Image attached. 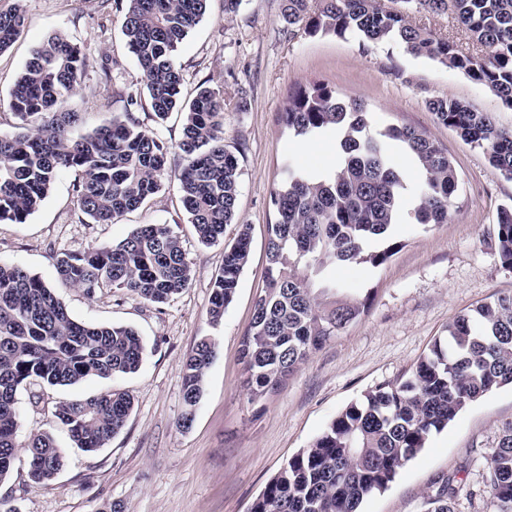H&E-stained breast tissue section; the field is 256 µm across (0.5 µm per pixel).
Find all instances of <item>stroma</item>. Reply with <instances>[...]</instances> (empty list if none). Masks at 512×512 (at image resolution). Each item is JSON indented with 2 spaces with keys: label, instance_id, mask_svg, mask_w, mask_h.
I'll return each instance as SVG.
<instances>
[{
  "label": "stroma",
  "instance_id": "stroma-1",
  "mask_svg": "<svg viewBox=\"0 0 512 512\" xmlns=\"http://www.w3.org/2000/svg\"><path fill=\"white\" fill-rule=\"evenodd\" d=\"M23 8L20 35L0 53V131H13L11 90L31 49L53 31L66 33L107 67L90 73L68 101L81 115V128L123 112L122 93L142 90L140 70L121 34L127 0H24ZM176 63L184 98L204 82L224 92V146L237 156L240 176L236 218L225 226L222 243L198 242L172 182L115 223H90L77 206L71 171L58 176L26 223L0 224V263L40 277L79 322L130 326L146 344L135 373L90 376L66 387L34 382L18 390L22 446L31 433L52 428L56 402L110 388L128 393L133 402L124 427L93 453L77 448L66 430L53 428L68 464L51 484H32L27 458L18 455L0 481V500L20 512H108L114 504L121 512H250L288 459L310 447L348 405L379 385L404 381L456 316L512 295V269L501 261L496 234L500 208L512 206V181L426 106L429 99L453 97L512 127V109L485 86L396 44L366 46L349 33L304 34L283 19L281 0H243L230 16L224 0H208L202 21L179 46ZM313 81L362 101L374 128L396 124L425 132L447 149L459 187L447 223L426 228L409 213L399 216L394 233L402 246L383 264L327 270L337 287L366 301V312L277 391L253 403L241 348L265 280L266 227L275 220L271 193L286 167L324 173L336 164L334 135L300 141L276 121L289 93ZM140 224L169 225L183 242L192 277L168 303L155 305L107 288L89 297L58 279L56 253L118 243ZM244 224L251 234L249 261L216 323L209 315L212 282L225 246ZM204 338L215 342L217 353L193 422L182 429L183 365ZM510 422L512 385L468 403L384 491L364 499L361 512H424L427 498L449 478L458 489L457 512H496L482 474Z\"/></svg>",
  "mask_w": 512,
  "mask_h": 512
}]
</instances>
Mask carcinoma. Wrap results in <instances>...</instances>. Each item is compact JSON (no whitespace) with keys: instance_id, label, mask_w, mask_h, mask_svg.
Listing matches in <instances>:
<instances>
[{"instance_id":"carcinoma-1","label":"carcinoma","mask_w":512,"mask_h":512,"mask_svg":"<svg viewBox=\"0 0 512 512\" xmlns=\"http://www.w3.org/2000/svg\"><path fill=\"white\" fill-rule=\"evenodd\" d=\"M122 22L126 45L142 75L152 114L163 122L184 113L171 165L170 149L142 128L134 112L141 96L129 92L125 111L73 136L80 115L66 103L96 61L56 31L32 49L11 91L18 131L0 132V223L23 224L47 197L58 175L76 169L80 211L95 224H110L140 209L169 178L177 182L198 241L224 239L234 223L239 194L238 159L224 149V97L200 84L192 99L181 95L183 75L175 53L200 22L208 0H127ZM385 9L377 0H320L317 13L307 0H283L288 24H304L314 35L356 34L367 44L395 42L414 56L432 59L467 74L512 108V0H400ZM415 7L454 15L482 47L469 55L408 21ZM24 20L22 0L0 11V52L15 41ZM444 126L465 142L489 151L493 167L512 181V128L500 127L451 97L427 102ZM278 122L295 137L331 132L337 162L323 174L287 167L272 192L276 221L267 228V271L254 299L252 321L242 342L246 387L252 401L276 391L311 354L356 321L365 304L324 279L329 267L379 265L392 256L397 215L411 203L417 223L446 224L458 188L457 171L445 149L408 126L371 128L364 103L347 100L327 84L303 85L289 97ZM402 146L419 166L423 181L412 198L387 146ZM387 243L371 250V240ZM497 239L504 266L512 269V209L498 214ZM248 227L224 248V263L213 283L209 314L215 322L232 301L248 263ZM58 278L89 297L111 287L161 305L185 289L191 268L177 235L166 224H140L115 245L54 256ZM145 344L131 327L92 326L73 318L65 300L36 275L0 264V480L17 459L19 413L16 394L24 384L71 386L88 376L110 378L135 372ZM216 345L201 340L184 364L179 427H190ZM512 384V296L483 303L448 324L412 375L397 386H379L347 406L312 445L281 468L251 512H359L363 500L382 490L434 432L443 430L463 407L491 390ZM130 397L109 389L55 404L56 426L73 443L93 452L125 424ZM28 477L48 485L66 464L65 450L49 431L34 433L25 448ZM484 482L498 512H512V424L499 436L486 461ZM456 491L442 485L427 512H455Z\"/></svg>"}]
</instances>
